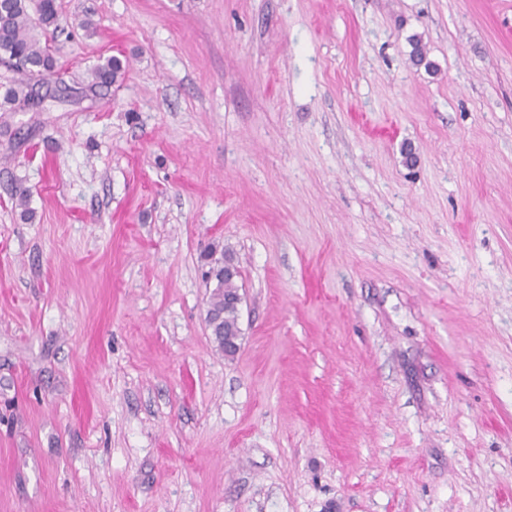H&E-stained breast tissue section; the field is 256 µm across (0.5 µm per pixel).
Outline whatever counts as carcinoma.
<instances>
[{
    "mask_svg": "<svg viewBox=\"0 0 512 512\" xmlns=\"http://www.w3.org/2000/svg\"><path fill=\"white\" fill-rule=\"evenodd\" d=\"M38 17H33L28 0H0V64L20 75L0 84V110L14 112L23 105L31 104L37 76L54 74L64 82L65 70L58 65L56 49L49 38L47 28L58 19L54 0H39ZM409 59L415 66L431 67L427 50L418 37L409 40ZM92 84L111 85L121 82L125 76L122 62L110 58L92 70ZM213 283L206 312L211 332L220 335L216 340L219 349L240 334L239 304L233 301L238 294L237 276L224 273L219 262H214L205 272Z\"/></svg>",
    "mask_w": 512,
    "mask_h": 512,
    "instance_id": "carcinoma-1",
    "label": "carcinoma"
}]
</instances>
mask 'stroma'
<instances>
[{"mask_svg": "<svg viewBox=\"0 0 512 512\" xmlns=\"http://www.w3.org/2000/svg\"><path fill=\"white\" fill-rule=\"evenodd\" d=\"M55 5L68 90L0 112V512H512V0ZM92 85H111L121 82L125 76L122 62L117 58H110L106 63L94 68L92 71ZM234 269L232 264L224 259L223 268L219 261H214V264L205 272L207 280L214 285L207 302L206 319L212 335L217 332L219 336H223V339L214 337L218 348L222 352H224V342L230 343L241 332L239 327V304L242 303V297L238 295L236 298L239 304L234 303L232 299L239 293L236 282L240 272L232 275ZM225 270H228L231 274H225Z\"/></svg>", "mask_w": 512, "mask_h": 512, "instance_id": "35a3bbf8", "label": "stroma"}]
</instances>
